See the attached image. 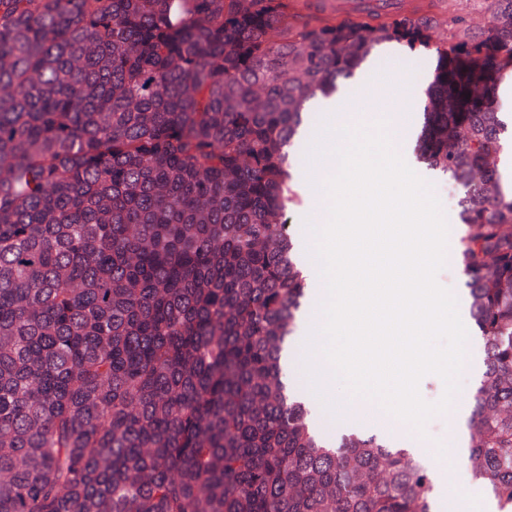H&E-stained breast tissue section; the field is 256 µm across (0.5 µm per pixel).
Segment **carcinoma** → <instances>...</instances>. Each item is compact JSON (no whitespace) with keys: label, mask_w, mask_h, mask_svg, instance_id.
<instances>
[{"label":"carcinoma","mask_w":512,"mask_h":512,"mask_svg":"<svg viewBox=\"0 0 512 512\" xmlns=\"http://www.w3.org/2000/svg\"><path fill=\"white\" fill-rule=\"evenodd\" d=\"M0 0V512H433L428 467L335 443L281 381L306 104L430 52L420 158L465 192L473 479L512 512V0ZM443 5V12L439 15L440 23L444 22L445 17H448V13L451 14L459 11L468 12L474 26H484L488 22L486 16L481 12L477 0H444ZM394 46L397 47L395 53H390L386 47L374 52L364 66L368 78H372V72H385L396 81L409 77L414 83L427 86L435 66L433 57L426 53H411L401 45ZM420 76L424 78L422 82L418 80Z\"/></svg>","instance_id":"carcinoma-1"}]
</instances>
